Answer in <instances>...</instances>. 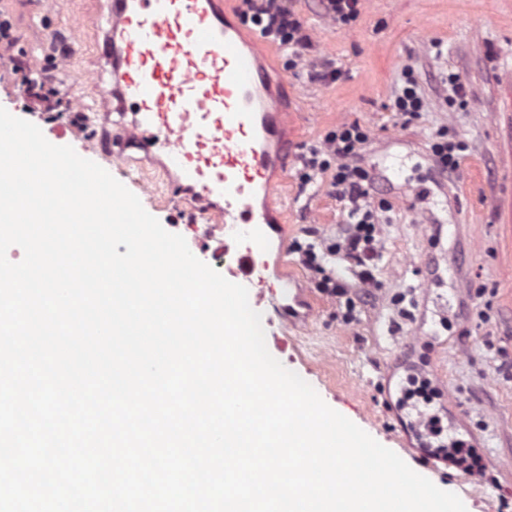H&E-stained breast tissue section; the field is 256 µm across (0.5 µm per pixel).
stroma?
Segmentation results:
<instances>
[{"instance_id": "stroma-1", "label": "stroma", "mask_w": 512, "mask_h": 512, "mask_svg": "<svg viewBox=\"0 0 512 512\" xmlns=\"http://www.w3.org/2000/svg\"><path fill=\"white\" fill-rule=\"evenodd\" d=\"M312 46L315 67L333 63L343 76L333 83L295 77L275 52L272 79L284 103L298 102L296 148L317 142L339 122L371 132L364 164L372 194L387 200L390 221L381 227L378 288L362 297L357 322L342 321L334 298L319 291L315 275L289 246L293 240L331 238L345 213L327 182L301 187L296 157L278 171L288 230L270 232L267 275L280 302L305 289L313 314H299L286 330L278 360L309 383L331 408L414 471L457 494L467 512H512V0H362L348 27L322 18L315 0H295ZM107 0H19L12 5L16 45L12 59L40 70L59 85L47 56L69 55L73 72L107 70L85 18L102 21ZM12 59L0 58V100L18 96ZM412 69L425 100L418 118L403 123L393 102L403 69ZM455 73L467 105L450 100L443 78ZM16 115L42 133L64 130L63 144L106 169L191 251L213 252L214 241L192 225L202 206L158 166L157 157L130 148L122 163L99 150L111 123L86 119L62 98L51 112ZM448 128L468 146L459 170L439 173L429 140ZM156 191L141 193L143 180ZM412 373L430 378L439 395L428 410L481 458L484 474L472 477L428 458L397 406L399 387Z\"/></svg>"}]
</instances>
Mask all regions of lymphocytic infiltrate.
I'll list each match as a JSON object with an SVG mask.
<instances>
[{
	"label": "lymphocytic infiltrate",
	"mask_w": 512,
	"mask_h": 512,
	"mask_svg": "<svg viewBox=\"0 0 512 512\" xmlns=\"http://www.w3.org/2000/svg\"><path fill=\"white\" fill-rule=\"evenodd\" d=\"M241 18L279 47L286 56L289 71L298 75L307 69L306 52L311 41L293 0H241ZM369 141L368 129L356 123L341 122L320 141L306 146L298 158L300 183L307 186L317 179H328L349 222L342 225L336 238L305 243L296 240L291 249L300 264L315 273V284L322 293L342 299V319L348 324L357 318L360 293L370 292L375 285L370 263L381 251L378 224L381 214L391 209L388 201L374 200L371 195L372 176L361 163ZM336 260L356 265L354 282L340 281L328 270V263ZM424 428L429 436L439 440L442 430L437 418H428ZM434 455L468 474L483 473L480 457L466 448L463 441L446 444L439 440Z\"/></svg>",
	"instance_id": "obj_1"
}]
</instances>
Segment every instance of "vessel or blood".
<instances>
[{
	"instance_id": "vessel-or-blood-1",
	"label": "vessel or blood",
	"mask_w": 512,
	"mask_h": 512,
	"mask_svg": "<svg viewBox=\"0 0 512 512\" xmlns=\"http://www.w3.org/2000/svg\"><path fill=\"white\" fill-rule=\"evenodd\" d=\"M244 28L231 0H110L99 48L118 118L101 148L162 153L198 199L222 197L205 234L224 276L283 327L294 308L266 291L262 226L283 203L271 174L284 162V115Z\"/></svg>"
}]
</instances>
